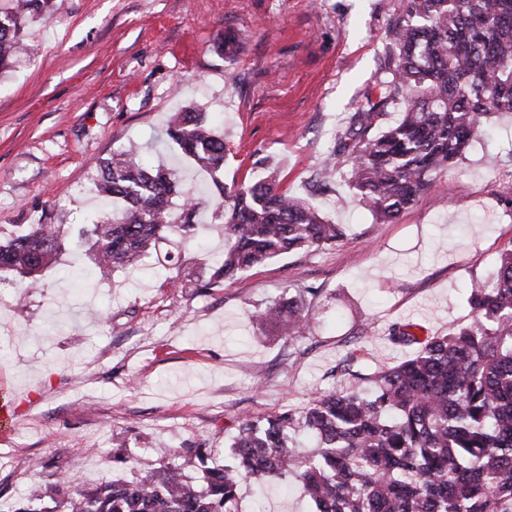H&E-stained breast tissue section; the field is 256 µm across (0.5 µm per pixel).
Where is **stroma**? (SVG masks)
Listing matches in <instances>:
<instances>
[{"instance_id": "1", "label": "stroma", "mask_w": 512, "mask_h": 512, "mask_svg": "<svg viewBox=\"0 0 512 512\" xmlns=\"http://www.w3.org/2000/svg\"><path fill=\"white\" fill-rule=\"evenodd\" d=\"M398 0H58L26 29L30 53L0 77V231L59 224L65 241L110 206L93 182L98 163L131 143L150 163L177 167L183 188L208 198L210 175L157 148L174 113L194 107L223 131L225 184L267 165L283 189L342 225L337 246L293 252L223 281L188 288L222 253L224 227L201 209V236L167 266L154 255L101 276L89 251L71 250L27 293L0 274V392L13 426L0 442V512L41 482L52 512H68L59 475L88 488L154 471L158 449L200 448L224 464L238 419H265L340 387L337 365L356 352L364 372L412 348L388 338L395 323L419 338L470 321L464 296L512 246V115L438 187L379 224L343 179L314 193L312 175L336 132L388 77L385 33ZM231 31L240 52L219 55ZM315 288L304 337L253 341L263 303ZM132 454L112 466V450ZM244 512H312L276 483L241 488Z\"/></svg>"}]
</instances>
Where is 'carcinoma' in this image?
I'll return each instance as SVG.
<instances>
[{"instance_id":"carcinoma-1","label":"carcinoma","mask_w":512,"mask_h":512,"mask_svg":"<svg viewBox=\"0 0 512 512\" xmlns=\"http://www.w3.org/2000/svg\"><path fill=\"white\" fill-rule=\"evenodd\" d=\"M55 0H0V73L24 46L25 23L46 19ZM392 79L350 116L336 150L313 177L318 191L333 174L347 176L353 197L379 224L392 223L466 159L496 115L512 114V0H399L386 32ZM403 112L388 122L387 108ZM166 142L214 175L211 223L224 225V256L191 281L199 293L283 254L319 250L344 238L309 201L280 188L277 170L227 186L224 135L206 113L180 112ZM99 193L112 211L86 225L75 246L91 244L94 263L125 270L157 250L168 235L187 244L201 203L180 194L178 171L147 167L129 148L99 163ZM182 195L177 205L173 197ZM64 248L59 224H28L0 241V272L38 288ZM305 288L273 300L252 318L290 339L309 329ZM472 319L444 336L420 340L413 324L390 331L396 344L420 345L411 358L363 374L346 355L337 371L371 385L367 395L342 388L264 421L240 418L230 464L205 467L200 450L158 449L160 467L132 480L86 488L74 477L69 512H243L241 485L293 479L313 512H512V248L471 282ZM317 439L310 452L291 439ZM203 466L205 484L186 469ZM46 491L31 485L12 512H49Z\"/></svg>"}]
</instances>
